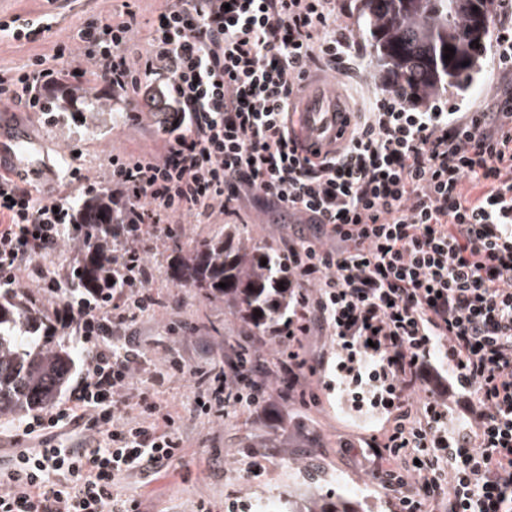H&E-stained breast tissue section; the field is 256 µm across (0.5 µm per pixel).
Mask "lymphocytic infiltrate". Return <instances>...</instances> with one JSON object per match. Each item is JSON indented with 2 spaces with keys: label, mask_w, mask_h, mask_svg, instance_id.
Returning <instances> with one entry per match:
<instances>
[{
  "label": "lymphocytic infiltrate",
  "mask_w": 512,
  "mask_h": 512,
  "mask_svg": "<svg viewBox=\"0 0 512 512\" xmlns=\"http://www.w3.org/2000/svg\"><path fill=\"white\" fill-rule=\"evenodd\" d=\"M499 4L494 64L512 75V0ZM138 27L132 12L84 24L62 65L39 56L0 76V102L29 112L49 90L107 85L128 119L159 114L169 133L154 151L110 158L122 287L74 296L64 275L40 274L86 358L63 402L23 422L36 444L0 471V512H138L121 478L182 463L183 414L162 399L163 377L147 376L134 337L117 344L112 333L154 309L153 240L177 236L180 216L230 221L250 203L316 230L282 252L294 292L275 341L283 389L310 392L323 362L302 339L330 337L341 376L369 379L372 406L393 418L369 443L399 512H512V87L466 112H422L382 84L341 152L315 161L294 129L296 88L317 71L370 76L336 0H172L134 55ZM73 221L66 196H36L1 170L0 287H22V271L55 252ZM194 385L198 415L270 403L247 366ZM460 393L472 401L457 428ZM80 425L83 446L59 444ZM413 451L420 464L400 470Z\"/></svg>",
  "instance_id": "f902f5d3"
}]
</instances>
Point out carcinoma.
Segmentation results:
<instances>
[{
  "mask_svg": "<svg viewBox=\"0 0 512 512\" xmlns=\"http://www.w3.org/2000/svg\"><path fill=\"white\" fill-rule=\"evenodd\" d=\"M494 0H361L362 33L371 38L376 67L406 100L435 98L453 87L464 96L481 73L489 28L476 30V12L490 17ZM455 55L444 60L445 47ZM468 65H463V62ZM77 237L73 287L87 295L112 291V201L90 193L75 208ZM246 225L226 224L224 234L194 245L171 239L177 253L169 278L180 288L224 302L252 336L288 325V269L279 251L251 243ZM267 264H262V260ZM227 287H219V283ZM285 289H279V286ZM261 315H256V311ZM46 316L26 298L0 295V416L44 408L71 375L72 354L37 337ZM288 512H356L353 502H328L314 490Z\"/></svg>",
  "mask_w": 512,
  "mask_h": 512,
  "instance_id": "carcinoma-1",
  "label": "carcinoma"
}]
</instances>
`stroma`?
Returning <instances> with one entry per match:
<instances>
[{"mask_svg": "<svg viewBox=\"0 0 512 512\" xmlns=\"http://www.w3.org/2000/svg\"><path fill=\"white\" fill-rule=\"evenodd\" d=\"M168 0H67L56 24L36 41H16L0 32V71L26 69L37 55L70 53L74 37L85 22L117 19L135 12L140 27L133 41L146 47L149 23ZM96 114L25 112L13 104L0 105V132L25 127L41 140L53 165L50 174L36 178L39 195L52 197L68 192L70 202L85 195L86 185H100L110 178L109 158L115 152L140 153L151 149L164 136L150 115L138 121H122L120 102L102 85L94 86ZM80 169L86 184L67 187L70 168ZM245 219L250 240L282 247L284 239L312 236L309 224H295L284 213H264L247 207ZM175 258L170 244L157 245L146 255L156 273L155 287L160 307L138 316L129 326L156 370L167 373L162 388L165 400L185 410L181 429L186 446L182 464L154 474L137 473L120 483L123 497L138 500L141 512H193L206 502L211 512H233L232 504L244 502L243 512H258L267 502L302 494L306 488L330 501L349 498L358 512H395L391 491L373 477L376 458L368 440L391 420L373 409L370 385L342 382L336 371L328 337L311 336L310 351L327 355L318 377L317 401L272 397L271 411L281 413L269 425L261 409L241 407L228 415H192L195 394L189 375L196 368L212 374L224 366V339L241 337L239 320L224 303L177 287L168 277ZM181 358L187 374L171 372L170 358Z\"/></svg>", "mask_w": 512, "mask_h": 512, "instance_id": "35a3bbf8", "label": "stroma"}]
</instances>
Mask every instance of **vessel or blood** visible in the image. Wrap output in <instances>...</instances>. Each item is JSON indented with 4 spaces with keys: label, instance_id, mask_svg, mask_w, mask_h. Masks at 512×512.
Returning <instances> with one entry per match:
<instances>
[{
    "label": "vessel or blood",
    "instance_id": "obj_1",
    "mask_svg": "<svg viewBox=\"0 0 512 512\" xmlns=\"http://www.w3.org/2000/svg\"><path fill=\"white\" fill-rule=\"evenodd\" d=\"M52 23V16L47 14L0 15V28L25 41L40 37ZM351 119L350 107L334 84L321 78L306 84L296 116L297 132L306 148L322 152L339 150L349 136ZM1 158L10 160L18 171L33 177L48 164L44 144L22 128L0 138Z\"/></svg>",
    "mask_w": 512,
    "mask_h": 512
}]
</instances>
